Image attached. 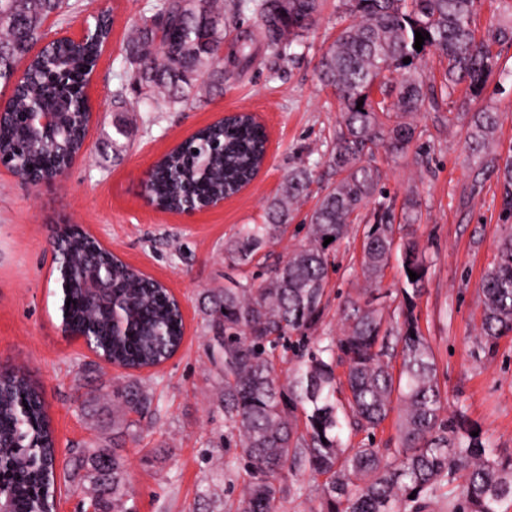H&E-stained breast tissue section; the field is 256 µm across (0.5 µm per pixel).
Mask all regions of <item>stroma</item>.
I'll return each mask as SVG.
<instances>
[{
  "label": "stroma",
  "mask_w": 512,
  "mask_h": 512,
  "mask_svg": "<svg viewBox=\"0 0 512 512\" xmlns=\"http://www.w3.org/2000/svg\"><path fill=\"white\" fill-rule=\"evenodd\" d=\"M153 0H68L42 30L75 37L108 13L112 32L87 88L94 120L86 148L56 183L33 187L0 168V365L23 366L40 387L52 421L57 463L71 452L116 447L134 512H224L241 473L224 469L222 367L213 353L206 310L227 277L259 285L266 264L282 261L305 241L302 224L335 181L326 163L340 121L332 88L317 76L318 61L347 22L340 0H326L302 45L276 57L258 43L245 70L225 65L224 84L206 98L155 99L134 83L129 28L150 16ZM498 114L492 150L512 151V46L500 49L499 69L478 99L465 87L444 94L438 110L406 115L416 138L404 152L376 155L382 185L402 216L407 197L420 202L416 236L428 274L415 312L433 347L447 414L461 411L491 447L512 454V335L492 355H476L481 306L478 285L493 266L497 242L508 230L495 179L475 183L476 160L465 142L471 109ZM256 116L269 137L264 165L223 208L187 217L152 205L141 183L153 163L199 128L227 112ZM130 132L114 148L115 124ZM318 179L284 235L260 250L257 262L230 263L225 244L240 225L260 224L288 173L300 165ZM81 225L128 264L169 288L182 304L183 343L159 367L125 370L100 360L60 327L50 241L57 227ZM362 227L335 252L327 307L316 330L340 335L346 298L365 282L359 257ZM144 380L159 413L136 431L112 424L113 385Z\"/></svg>",
  "instance_id": "1"
}]
</instances>
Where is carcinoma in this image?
<instances>
[{"mask_svg": "<svg viewBox=\"0 0 512 512\" xmlns=\"http://www.w3.org/2000/svg\"><path fill=\"white\" fill-rule=\"evenodd\" d=\"M352 19L322 54L318 74L342 106L328 163L338 178L323 189L305 218L306 242L275 265L258 287L229 279L213 298L209 326L224 369V447L240 449L247 476L224 512H277L285 475L322 478L316 492L321 512H426L443 500L448 512H512V455L489 447L460 411L443 416L445 399L434 351L421 333L415 300L428 262L414 237L419 201L404 202L405 224L394 220L393 201L381 186L375 156L402 152L415 130L399 114L437 110L438 91L414 60L434 52L446 60L444 87L464 84L480 96L498 69L496 47L512 45V15L491 22L481 37L472 27L480 0H342ZM66 0H0V85L11 88L12 107L0 115V153L24 170L57 172L81 148L85 126L79 103L102 46L51 45L34 57L45 20ZM324 0H252L268 45L287 56L302 42ZM428 34L415 49V31ZM224 0H156L153 15L131 30L133 79L176 101L209 93L224 82ZM254 34L237 35L230 57L245 68L254 60ZM29 58L31 77L17 86L18 62ZM411 58L405 64L403 59ZM363 105H358V102ZM32 107L56 113L49 134L33 132L21 114ZM496 113L480 110L467 131L482 173L496 177L503 222L512 221V154L488 149ZM266 133L245 113L197 131L157 163L149 186L153 201L175 210L186 200L231 193L250 181L266 153ZM313 170L288 174L268 203L263 224H243L225 244L233 264H246L267 242L283 235L294 207L309 196ZM380 196L373 223L365 225L360 269L380 283L394 249L404 282L403 302L386 312L349 299L340 336H313L326 301L336 247L372 198ZM331 237L328 245L324 238ZM52 247L69 259L68 315L62 332L88 335L106 362L132 370L160 363L178 350L183 321L176 301L152 278L103 250L80 226L59 228ZM99 269L112 281V298L85 290L84 275ZM418 278L410 280L409 271ZM480 349L496 351L512 333V232L498 243L496 263L479 286ZM293 353L296 367L282 383L278 349ZM347 363L345 380L336 359ZM400 367H395V363ZM112 407L126 429L154 423L158 409L148 390L132 384L112 391ZM394 418L396 437L383 448L351 443V433L379 428ZM92 476L103 486L112 476V512H129L122 464L106 449L94 452ZM56 449L41 392L18 369L0 373V488L10 512H54ZM415 498H410V495Z\"/></svg>", "mask_w": 512, "mask_h": 512, "instance_id": "cac0c4a2", "label": "carcinoma"}]
</instances>
